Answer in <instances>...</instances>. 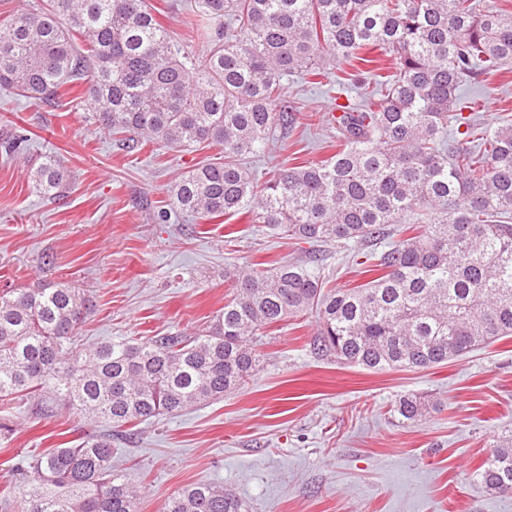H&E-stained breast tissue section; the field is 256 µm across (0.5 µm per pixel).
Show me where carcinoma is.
<instances>
[{
  "mask_svg": "<svg viewBox=\"0 0 512 512\" xmlns=\"http://www.w3.org/2000/svg\"><path fill=\"white\" fill-rule=\"evenodd\" d=\"M211 31L201 55L173 48L150 0H53L0 20V85L52 105L60 91L92 105L114 133L144 131L159 145L208 143L224 161L182 175L175 207L253 223L306 242L385 236L415 213L423 230L360 265L378 276L328 288L319 264L283 260L224 275L234 296L207 333L101 342L75 353L90 309L56 283L0 293V397L63 401L110 424L30 466L24 512H135L127 476L112 466V430L218 400L259 371L253 336L311 311L313 350L369 371L430 368L512 336V119L485 126L463 115L460 87L512 63V11L479 0H202ZM370 48L395 72L360 103L338 106L336 154L281 167L258 185L243 159L293 123L284 80L323 79L331 61ZM466 126L448 133V124ZM45 199L63 195L52 156L31 174ZM431 405L407 394V421ZM486 490L512 494V440L473 470ZM163 512H247L218 483L187 485Z\"/></svg>",
  "mask_w": 512,
  "mask_h": 512,
  "instance_id": "1",
  "label": "carcinoma"
}]
</instances>
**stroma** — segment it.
<instances>
[{
  "label": "stroma",
  "mask_w": 512,
  "mask_h": 512,
  "mask_svg": "<svg viewBox=\"0 0 512 512\" xmlns=\"http://www.w3.org/2000/svg\"><path fill=\"white\" fill-rule=\"evenodd\" d=\"M186 51L207 25L202 0H151ZM478 120L512 116V64L462 89ZM289 129L264 157L248 158L259 181L283 165L336 152L328 115L335 93L290 77ZM89 105L63 96L56 108L0 90V141L18 131L27 150H0V291L64 282L91 310L73 349L103 341L194 336L208 329L232 295L230 269L262 270L281 259L322 260L331 286L368 281L358 254L373 241L305 243L273 233L250 216L201 219L174 211L178 178L223 161L213 146L161 147L97 129ZM55 155L72 181L63 197L33 192L30 173ZM316 314L262 328L253 340L261 369L242 388L174 416L135 426L112 444V464L129 474L137 512H162L168 497L200 481L223 484L249 512H512V495L476 485L479 459L512 434V336L475 347L429 369L372 372L319 356L310 343ZM414 393L438 408L415 423L392 409ZM105 423L59 404L39 412L32 400L0 401V499L22 497L32 458L103 432Z\"/></svg>",
  "instance_id": "35a3bbf8"
}]
</instances>
